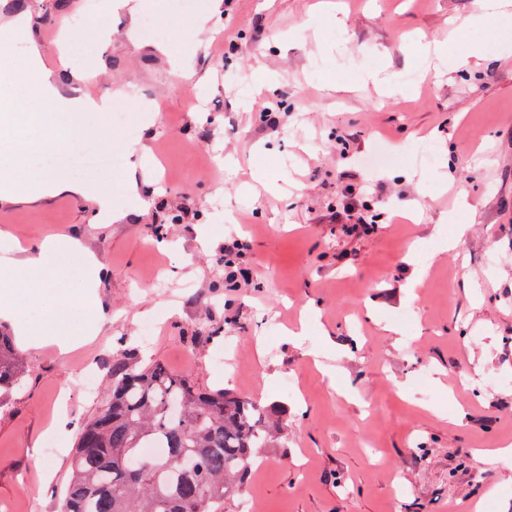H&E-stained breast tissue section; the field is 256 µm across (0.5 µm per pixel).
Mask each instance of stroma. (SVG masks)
<instances>
[{"instance_id":"35a3bbf8","label":"stroma","mask_w":512,"mask_h":512,"mask_svg":"<svg viewBox=\"0 0 512 512\" xmlns=\"http://www.w3.org/2000/svg\"><path fill=\"white\" fill-rule=\"evenodd\" d=\"M87 1L28 0L24 31L0 38V52L40 44L59 79L86 71L77 94L123 90L137 121L130 136L86 116L33 158L70 180L84 149L123 152L101 185L125 220L95 222L66 193L0 199V271L52 234L104 264L97 336L66 354L20 349L22 382L0 398V512H58L79 434L48 428L62 404L81 425L100 411L116 356L214 391L231 385L216 363L228 342L240 394L279 420L246 483L252 512H467L491 496L512 512V462L474 456L512 443V17L469 25L485 0H224L219 14L210 0H131L102 29ZM179 11L186 28L165 45L207 84L139 35ZM66 30L79 48L64 70ZM423 143L433 161L419 167L408 155ZM387 150L401 162L358 161ZM347 205L390 221L348 233ZM239 236L251 248L234 269L262 277L233 288L224 246ZM159 274L166 288L147 287ZM88 367L91 392L78 386ZM289 375L299 391L283 389Z\"/></svg>"}]
</instances>
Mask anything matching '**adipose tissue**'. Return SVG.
<instances>
[{"instance_id":"ef3b65f1","label":"adipose tissue","mask_w":512,"mask_h":512,"mask_svg":"<svg viewBox=\"0 0 512 512\" xmlns=\"http://www.w3.org/2000/svg\"><path fill=\"white\" fill-rule=\"evenodd\" d=\"M26 71L33 77L27 83L30 99L41 102L42 112H59L64 116L59 125L46 128L42 125V112L29 113L25 127L13 122L14 103L0 104V181L8 183L10 199L37 202L67 192L85 200L93 210L96 220L108 223L119 221L124 213L112 203L111 194L77 182H65L29 166L31 156L42 151L48 139L65 143L78 128L85 113L110 111L112 100L89 95L72 96L60 83L52 69L45 66L42 51L32 47L25 58ZM59 254H78L82 257L81 270L77 274V286L68 295V306L62 316L52 320L30 318L14 304L0 303V318L12 320L20 340L29 347L39 346L50 339L61 351H69L79 342L94 336L103 316L102 305L96 289L99 285L101 266L94 254L83 252L78 240L49 237L25 249L17 261L21 283L28 285L33 295L51 289L65 279V270L50 263Z\"/></svg>"}]
</instances>
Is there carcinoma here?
Masks as SVG:
<instances>
[{
	"mask_svg": "<svg viewBox=\"0 0 512 512\" xmlns=\"http://www.w3.org/2000/svg\"><path fill=\"white\" fill-rule=\"evenodd\" d=\"M21 379L12 338L0 333V397ZM266 414L230 389L200 392L159 362L117 358L105 412L80 432L60 512H224L274 442ZM156 442L165 454L142 458Z\"/></svg>",
	"mask_w": 512,
	"mask_h": 512,
	"instance_id": "1",
	"label": "carcinoma"
}]
</instances>
